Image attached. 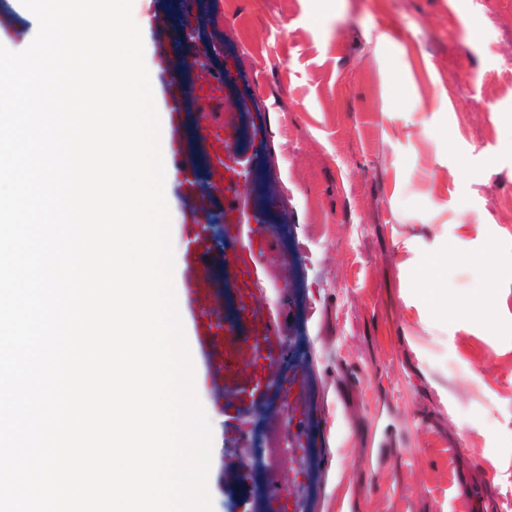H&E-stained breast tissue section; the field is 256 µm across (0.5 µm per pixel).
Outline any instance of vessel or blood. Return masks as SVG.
<instances>
[{"mask_svg": "<svg viewBox=\"0 0 512 512\" xmlns=\"http://www.w3.org/2000/svg\"><path fill=\"white\" fill-rule=\"evenodd\" d=\"M151 27L158 47L157 66L165 76L168 122L161 149L165 178L179 184L188 203L177 303L193 311L194 341L208 376L232 391L231 397L215 401L225 420L240 429L259 405L272 398L285 400L295 406L288 422V440L295 447H306L310 415L299 403L307 388L305 374L298 368L281 373L286 347L280 319L256 303L265 276L258 257L267 245L268 229L243 217L246 181L232 147L234 133L224 121L213 120L198 124L195 146H188L184 136L189 109L205 111L222 104L229 76L216 70L200 82H186L175 62L176 54L184 50L181 34L161 17ZM196 149L207 160L208 179L203 183L194 170L192 152ZM215 210L221 212L232 241L224 256L220 285L213 279V249L206 233V220ZM226 285L233 288L239 310L231 325L225 324L222 312Z\"/></svg>", "mask_w": 512, "mask_h": 512, "instance_id": "1", "label": "vessel or blood"}]
</instances>
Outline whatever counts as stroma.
<instances>
[{
    "label": "stroma",
    "instance_id": "obj_1",
    "mask_svg": "<svg viewBox=\"0 0 512 512\" xmlns=\"http://www.w3.org/2000/svg\"><path fill=\"white\" fill-rule=\"evenodd\" d=\"M223 70L245 207L269 225L262 306L304 368L308 453L277 455L303 512H512V8L506 0H137ZM24 50L34 15L0 0ZM448 245L447 305L416 274ZM481 298L483 314L468 300ZM212 426V512H265L229 388L195 372ZM309 486L296 485L299 471Z\"/></svg>",
    "mask_w": 512,
    "mask_h": 512
}]
</instances>
